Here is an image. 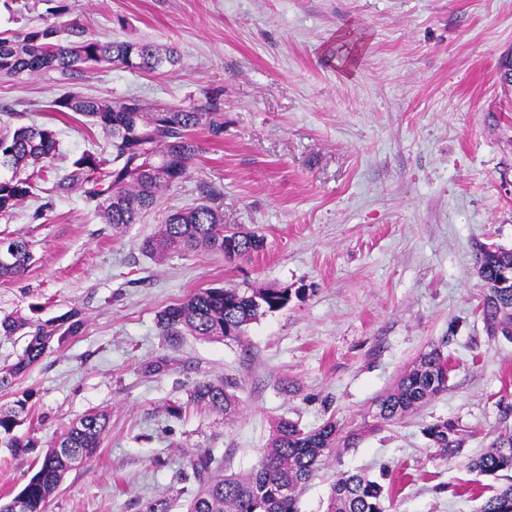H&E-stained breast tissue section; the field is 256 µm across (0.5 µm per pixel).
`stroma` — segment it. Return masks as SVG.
Returning <instances> with one entry per match:
<instances>
[{
    "label": "stroma",
    "mask_w": 512,
    "mask_h": 512,
    "mask_svg": "<svg viewBox=\"0 0 512 512\" xmlns=\"http://www.w3.org/2000/svg\"><path fill=\"white\" fill-rule=\"evenodd\" d=\"M45 21L178 52L158 72L87 69L82 94L211 96L224 112L223 135L193 130L196 163L159 209L116 233L83 191H51L81 154H107V137L50 111L68 90L55 74L0 77V126L46 123L60 140L23 171L32 197L0 217V234L33 254L22 278L0 280V315L43 322L76 307L86 319L0 406L28 396L33 418L16 433L43 446L88 410L110 416L98 454L47 512H140L162 493L185 512L189 456L209 451L246 472L282 416L362 433L320 466L299 512H325L347 470L383 485L388 512H477L488 479L468 461L512 430V339L485 327L476 264L479 245L512 248V88L497 74L512 51V0H0V31ZM204 198L226 225L264 235V250L142 254L165 212ZM222 286L294 296L237 340L162 335L160 310ZM434 346L449 357L447 390L378 423L375 399ZM160 357L168 371L145 374ZM225 378L241 400L231 419L167 415L195 382ZM440 419L470 430L457 456L428 446L423 430Z\"/></svg>",
    "instance_id": "1"
}]
</instances>
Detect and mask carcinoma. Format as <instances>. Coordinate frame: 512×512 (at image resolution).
I'll use <instances>...</instances> for the list:
<instances>
[{
    "label": "carcinoma",
    "instance_id": "obj_1",
    "mask_svg": "<svg viewBox=\"0 0 512 512\" xmlns=\"http://www.w3.org/2000/svg\"><path fill=\"white\" fill-rule=\"evenodd\" d=\"M178 62L170 48L160 52L144 41H108L91 34L80 23H46L42 26L0 32V75L22 77L55 72L67 82L91 64L109 63L131 70L157 71ZM51 108L85 119L110 136L109 157L87 152L61 176L54 191L85 189L86 201L114 231L140 223L156 209L163 190L177 185L199 154L191 131L207 125L211 135L224 133V113L215 103L169 105L157 108L146 100L124 97H91L71 91L53 101ZM56 131L46 125H9L0 129V168L12 171L0 177V217L7 216L31 192L30 182L17 177L27 166L51 159L58 149ZM264 238L255 231L224 225V214L202 202L169 211L154 232L140 244L149 257L163 261L174 254L220 252L228 259L258 252ZM479 272L492 280L503 268L512 270V248L478 249ZM33 259L28 241L0 238V279L20 277ZM286 289L200 288L157 314V325L166 336H198L206 340H234L245 326L268 312L285 308ZM487 331L512 334V288L502 289L497 299L485 298L480 310ZM84 313L73 308L42 324L18 314L0 317V333L21 335L26 345L17 360L0 369V391L26 373L50 349L61 346L85 327ZM448 357L434 347L406 373L392 391L376 400V418L390 422L403 417L448 387ZM27 400L18 399L0 410V436L7 447L27 453L36 447L32 439L12 436L22 422ZM186 405L226 416L237 411L239 398L224 380L205 381L189 393ZM109 425L103 411L88 410L75 418L64 433L39 455L36 470L17 491L0 495V512H47L66 475L95 457ZM430 447L441 456L460 453L468 430L459 420H439L425 429ZM356 432L340 436L334 419L305 430L281 417L272 426L269 443L252 470L245 475L225 474L223 465L210 454L189 461L198 488L187 512H298L299 494L330 457L339 443L350 445ZM468 468L495 479L512 473V432L499 434L484 453L470 459ZM326 512H386L382 485L360 473L342 472L331 486ZM479 512H512V482L486 498Z\"/></svg>",
    "mask_w": 512,
    "mask_h": 512
}]
</instances>
